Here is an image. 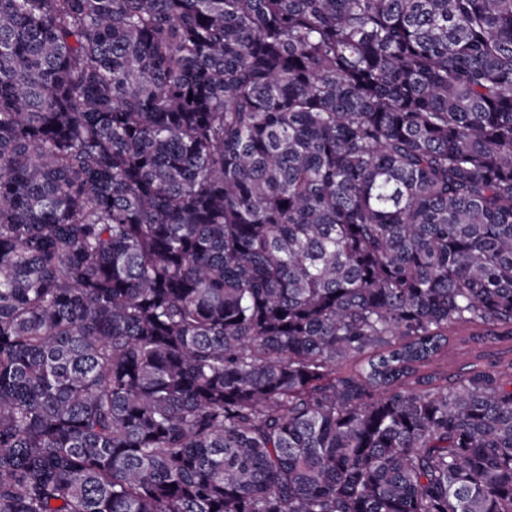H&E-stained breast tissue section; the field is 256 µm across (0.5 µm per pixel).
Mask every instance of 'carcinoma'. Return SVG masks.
<instances>
[{
  "label": "carcinoma",
  "instance_id": "carcinoma-1",
  "mask_svg": "<svg viewBox=\"0 0 512 512\" xmlns=\"http://www.w3.org/2000/svg\"><path fill=\"white\" fill-rule=\"evenodd\" d=\"M498 344L512 0H0V512H512Z\"/></svg>",
  "mask_w": 512,
  "mask_h": 512
}]
</instances>
